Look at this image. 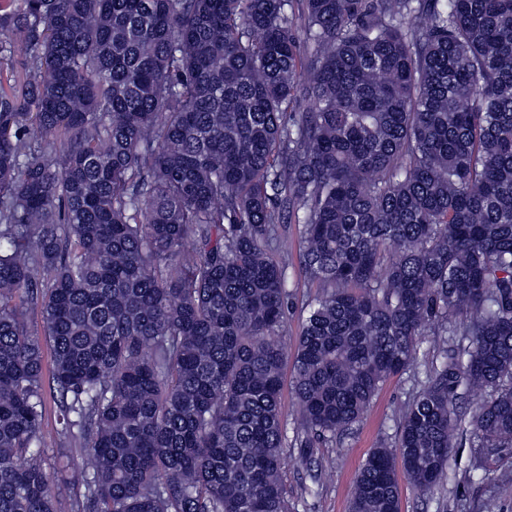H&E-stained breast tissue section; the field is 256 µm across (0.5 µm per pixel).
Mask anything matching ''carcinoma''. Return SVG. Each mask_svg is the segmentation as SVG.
Returning <instances> with one entry per match:
<instances>
[{
    "label": "carcinoma",
    "instance_id": "1",
    "mask_svg": "<svg viewBox=\"0 0 512 512\" xmlns=\"http://www.w3.org/2000/svg\"><path fill=\"white\" fill-rule=\"evenodd\" d=\"M283 224L299 447L441 341L351 512L447 482L479 391L512 453V0H0V512H288ZM44 388L47 392V406L42 426L41 441L44 450L46 466L50 472L55 491L64 496L74 495L67 481L68 468L72 459H80L74 448H69L59 434L56 424V405L49 396L48 373L45 376Z\"/></svg>",
    "mask_w": 512,
    "mask_h": 512
}]
</instances>
